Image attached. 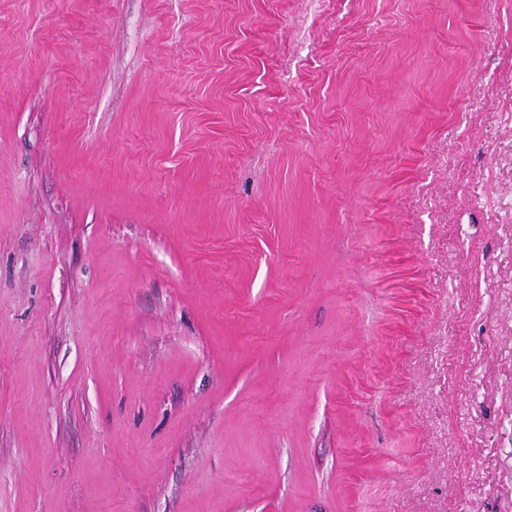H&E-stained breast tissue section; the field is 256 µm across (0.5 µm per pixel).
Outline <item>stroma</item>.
<instances>
[{"label":"stroma","instance_id":"obj_1","mask_svg":"<svg viewBox=\"0 0 512 512\" xmlns=\"http://www.w3.org/2000/svg\"><path fill=\"white\" fill-rule=\"evenodd\" d=\"M0 512H512V0H0Z\"/></svg>","mask_w":512,"mask_h":512}]
</instances>
